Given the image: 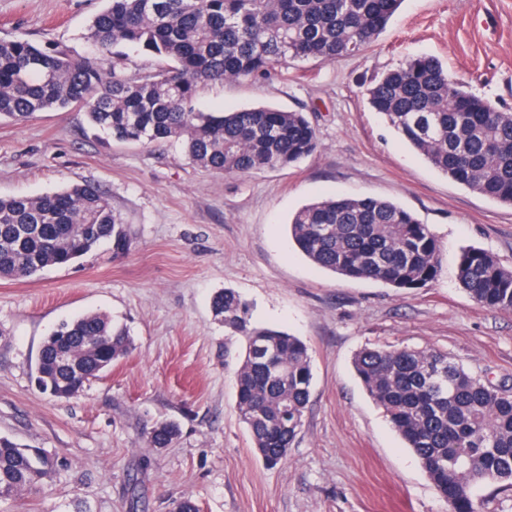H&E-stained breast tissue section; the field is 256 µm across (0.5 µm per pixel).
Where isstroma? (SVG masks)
Here are the masks:
<instances>
[{"instance_id": "1", "label": "stroma", "mask_w": 512, "mask_h": 512, "mask_svg": "<svg viewBox=\"0 0 512 512\" xmlns=\"http://www.w3.org/2000/svg\"><path fill=\"white\" fill-rule=\"evenodd\" d=\"M105 0H0V39L94 56L87 39ZM434 56L459 83L512 112V0H404L361 54L295 60L272 80L200 86L194 106L261 105L310 113L317 151L247 174L191 164L180 142L119 143L82 112L0 122V196L74 183L101 188L135 247L104 246L67 267L0 279V437L56 464L41 487L0 499V512H448L412 451L353 368L367 347L436 349L476 374L512 381V311L461 288L460 247L512 267V206L452 181L408 147L366 101L382 73ZM336 194L387 199L427 224L444 247L427 287L402 292L313 265L288 222ZM232 289L256 324L301 337L313 384L301 432L280 465L253 449L236 408L244 340L214 319L213 293ZM101 313L126 327L131 350L77 397L41 393L32 376L61 321ZM179 425L166 448L152 428Z\"/></svg>"}]
</instances>
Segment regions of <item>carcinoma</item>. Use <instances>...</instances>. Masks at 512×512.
Wrapping results in <instances>:
<instances>
[{
	"instance_id": "obj_1",
	"label": "carcinoma",
	"mask_w": 512,
	"mask_h": 512,
	"mask_svg": "<svg viewBox=\"0 0 512 512\" xmlns=\"http://www.w3.org/2000/svg\"><path fill=\"white\" fill-rule=\"evenodd\" d=\"M402 0H107L88 39L120 63L136 49L163 61L125 75L90 59L24 39H0V120L78 108L90 127L124 142L178 140L187 159L226 173L295 164L318 148L309 115L274 106L197 112L200 85L267 78L288 60L334 61L364 51ZM370 108L456 183L512 205V112H499L454 82L440 62L417 57L367 89ZM291 236L315 266L399 290L426 287L442 248L429 226L398 204L333 195L299 209ZM122 258L134 248L104 192L76 183L35 197L0 196V278L27 279L68 266L102 244ZM457 279L476 303L512 310V269L465 248ZM216 320L244 337L236 406L257 455L284 462L311 396L309 348L297 336L250 322L249 306L226 289L211 301ZM131 349L127 330L103 314L58 324L40 349L35 379L69 399ZM354 366L366 392L415 453L448 512H484L490 489L512 492V387L493 385L433 349L365 348ZM179 433L173 421L150 432L155 448ZM53 460L0 437V497L44 483Z\"/></svg>"
}]
</instances>
